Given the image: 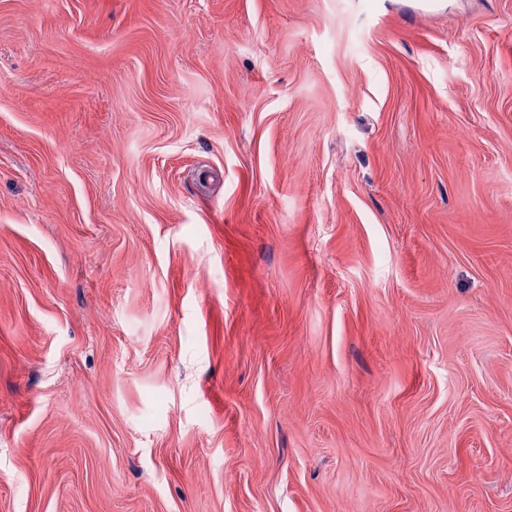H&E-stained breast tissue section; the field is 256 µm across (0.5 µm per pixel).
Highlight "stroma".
<instances>
[{
    "mask_svg": "<svg viewBox=\"0 0 512 512\" xmlns=\"http://www.w3.org/2000/svg\"><path fill=\"white\" fill-rule=\"evenodd\" d=\"M0 512H512V0H0Z\"/></svg>",
    "mask_w": 512,
    "mask_h": 512,
    "instance_id": "stroma-1",
    "label": "stroma"
}]
</instances>
